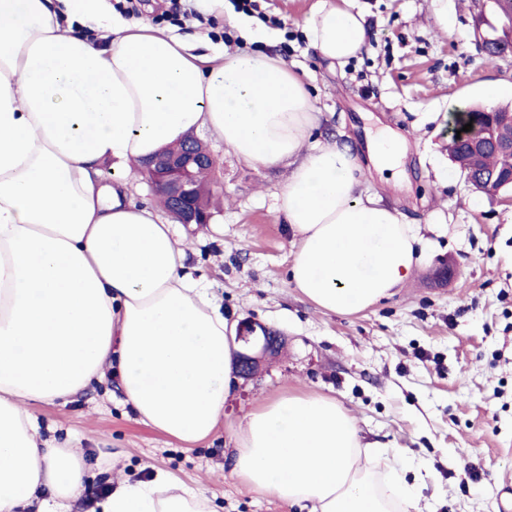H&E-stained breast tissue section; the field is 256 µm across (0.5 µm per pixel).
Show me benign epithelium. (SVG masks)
Listing matches in <instances>:
<instances>
[{"label":"benign epithelium","mask_w":512,"mask_h":512,"mask_svg":"<svg viewBox=\"0 0 512 512\" xmlns=\"http://www.w3.org/2000/svg\"><path fill=\"white\" fill-rule=\"evenodd\" d=\"M494 149L495 153L512 160V142L503 143L491 135L469 140L472 151ZM217 158L196 138L184 142L176 152L162 151L145 165V177L149 185L157 190L167 202V211L185 225L208 224L210 214L197 198V174L201 171L216 172ZM485 183L490 194L498 195L512 188V167L490 174ZM236 338L242 343L238 355L237 373L243 379L251 378L261 362L279 352L283 337L264 325L244 320L236 328Z\"/></svg>","instance_id":"1"}]
</instances>
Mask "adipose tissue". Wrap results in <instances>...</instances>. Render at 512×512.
<instances>
[{
	"label": "adipose tissue",
	"instance_id": "ef3b65f1",
	"mask_svg": "<svg viewBox=\"0 0 512 512\" xmlns=\"http://www.w3.org/2000/svg\"><path fill=\"white\" fill-rule=\"evenodd\" d=\"M304 25L332 63L368 42L349 0H320ZM318 121L280 57L118 24L107 0H0V512H68L92 491L84 454L43 437L33 404L115 376L138 420L179 441L223 424L234 328L185 273L188 239L130 193L143 162L191 132L207 128L249 163H288L290 279L317 307L349 314L410 279L419 229L363 193L349 149L313 139ZM375 454L336 399L289 394L244 416L231 476L305 512H419L400 461L380 476ZM97 506L216 512L205 490L160 473Z\"/></svg>",
	"mask_w": 512,
	"mask_h": 512
}]
</instances>
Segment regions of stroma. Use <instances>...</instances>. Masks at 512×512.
<instances>
[{
  "label": "stroma",
  "instance_id": "stroma-1",
  "mask_svg": "<svg viewBox=\"0 0 512 512\" xmlns=\"http://www.w3.org/2000/svg\"><path fill=\"white\" fill-rule=\"evenodd\" d=\"M319 0H258L260 13L224 0L231 24L227 51L281 56L303 75L319 114L317 137L347 146L363 168L361 188L379 194L406 223L424 226V257L396 294L349 315L319 309L290 281L296 238L278 211L287 164L246 163L200 139L219 162L221 205L213 220L178 225L191 240L185 266L210 289L232 322L255 320L279 331L285 346L251 379H237L224 423L188 445L135 420L118 379L109 378L65 403L33 407L42 435L71 441L91 465L94 487L110 480L175 474L205 487L220 512H288L250 493L230 475L229 426L264 401L288 394L336 398L356 418L364 442L406 457L420 472L423 512H499L512 487V204L474 191L444 145L450 114L485 101L512 106V51L487 59L474 38L512 25L494 0H352L371 32L367 47L331 68L310 46L305 18ZM115 18H149L175 33L211 32L212 20L187 21L200 0H111ZM406 138L408 183L394 190L366 151L380 127ZM442 218L438 235L427 224ZM456 261L439 283L434 270ZM125 452L115 469L112 449Z\"/></svg>",
  "mask_w": 512,
  "mask_h": 512
}]
</instances>
